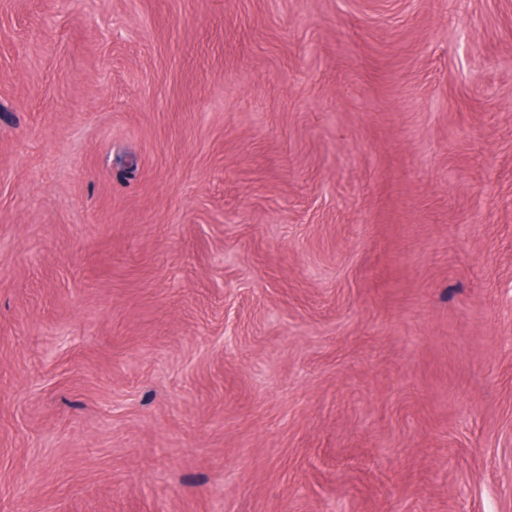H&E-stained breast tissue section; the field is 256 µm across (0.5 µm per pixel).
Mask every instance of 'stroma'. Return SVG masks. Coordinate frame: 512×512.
I'll return each instance as SVG.
<instances>
[{
    "instance_id": "obj_1",
    "label": "stroma",
    "mask_w": 512,
    "mask_h": 512,
    "mask_svg": "<svg viewBox=\"0 0 512 512\" xmlns=\"http://www.w3.org/2000/svg\"><path fill=\"white\" fill-rule=\"evenodd\" d=\"M0 512H512V0H0Z\"/></svg>"
}]
</instances>
